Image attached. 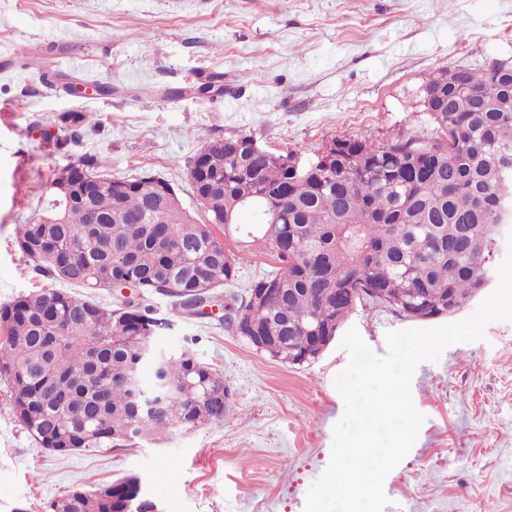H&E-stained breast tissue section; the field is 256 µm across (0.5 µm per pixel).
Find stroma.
<instances>
[{
	"mask_svg": "<svg viewBox=\"0 0 512 512\" xmlns=\"http://www.w3.org/2000/svg\"><path fill=\"white\" fill-rule=\"evenodd\" d=\"M494 62L512 63V0H0V306L53 286L15 238L58 168L91 156L116 178L160 176L193 212L187 165L210 141L247 136L309 159L337 138L426 137L430 75ZM95 82L107 92L72 91ZM66 112L98 124L59 143ZM150 304L165 321L156 347L189 348L223 372L231 411L58 456L17 421L0 380V512H49L74 486L128 476L160 512H304L344 412L334 378L348 353L334 342L289 365L220 317L184 319L164 296ZM346 324L379 356L387 331L412 326L362 306ZM412 397L426 420L385 480L384 512H512V321L421 364Z\"/></svg>",
	"mask_w": 512,
	"mask_h": 512,
	"instance_id": "35a3bbf8",
	"label": "stroma"
}]
</instances>
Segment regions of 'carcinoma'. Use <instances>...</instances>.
I'll use <instances>...</instances> for the list:
<instances>
[{"label": "carcinoma", "mask_w": 512, "mask_h": 512, "mask_svg": "<svg viewBox=\"0 0 512 512\" xmlns=\"http://www.w3.org/2000/svg\"><path fill=\"white\" fill-rule=\"evenodd\" d=\"M440 71L424 95L442 108L434 133H407L388 141L370 135L332 141L330 155L293 169L284 155L241 148L247 137L207 143L190 165L211 183V224H196L167 180L154 176L115 179L103 162L80 159L104 186L88 201H74L64 221L49 195L16 235L34 270L53 282L81 288L82 296L45 290L22 294L0 307V378L11 388L15 416L44 448H118L173 427L193 428L224 416L230 394L224 374L183 348L156 369L154 381L169 394L160 409L139 413L143 346L153 342L161 319L151 306L107 308L98 290L140 284L146 293L193 306L203 302L200 267L213 288L233 284L239 258L214 229L232 215V244L271 257L277 267L244 295L227 296L226 327L246 317L276 336L271 357L294 360L313 350L320 336H335L358 305L396 315L426 317L464 304L487 288L502 231L503 196L512 195V71L495 62L481 71L460 69L475 87L473 98L453 91ZM448 140H443L440 133ZM251 214L247 224L241 213ZM259 288L276 293L263 308L252 305ZM76 404L84 421L70 424L61 412ZM149 500L127 504L124 491L100 488L68 495L51 512H148Z\"/></svg>", "instance_id": "cac0c4a2"}]
</instances>
